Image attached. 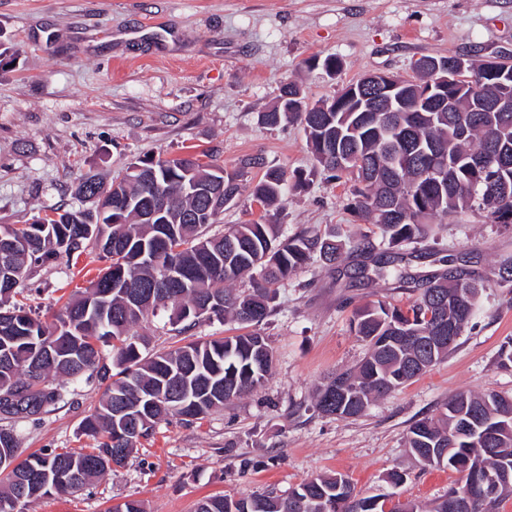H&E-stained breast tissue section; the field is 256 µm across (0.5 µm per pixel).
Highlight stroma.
I'll list each match as a JSON object with an SVG mask.
<instances>
[{"instance_id": "stroma-1", "label": "stroma", "mask_w": 512, "mask_h": 512, "mask_svg": "<svg viewBox=\"0 0 512 512\" xmlns=\"http://www.w3.org/2000/svg\"><path fill=\"white\" fill-rule=\"evenodd\" d=\"M0 39L18 52L0 64V225L28 224L52 209L79 207L80 175L103 183L143 155L206 153L238 174L241 194L212 232L252 221L283 235L363 225L351 212L350 186L316 167L299 122L271 128L261 112L282 86L298 84L308 103L331 98L371 73L412 77L420 57L468 54L512 60V0H0ZM335 56V75L307 67ZM299 176L279 209L252 202L265 170ZM363 255L334 268L313 264L280 285L261 324L274 350L268 381L233 404L188 424L159 423L124 466L72 495L20 504V512H108L129 499L145 512H195L213 495L284 494L319 474L347 475L367 496L428 505L460 483V474L422 467L405 446L417 420L461 391L512 397V369L498 352L512 340V225L466 211L434 225L398 266L408 276L472 272L486 287L477 311L447 359L357 418L327 417L315 407L328 376L354 366L365 345L351 330L372 297L397 306L411 289L358 276ZM93 254L38 269L15 296L41 319L59 314L92 278ZM216 320L174 331L158 311L134 328L149 352L242 333ZM64 402L6 426L21 455L91 451L83 421L103 385L67 382ZM404 482L390 488L392 470Z\"/></svg>"}]
</instances>
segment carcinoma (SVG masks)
Instances as JSON below:
<instances>
[{
	"label": "carcinoma",
	"instance_id": "cac0c4a2",
	"mask_svg": "<svg viewBox=\"0 0 512 512\" xmlns=\"http://www.w3.org/2000/svg\"><path fill=\"white\" fill-rule=\"evenodd\" d=\"M465 62L458 76L467 90L458 97L448 89L456 112L417 111L409 80L400 88L399 112L384 101L376 112H357V102L341 95L323 101L326 110L310 112L301 88L290 83L260 119L268 126L300 122L316 164L331 179L353 183L351 208L393 247L423 239L437 220L468 209L491 224H512V112L479 111L500 90V77L470 58ZM475 151L483 153V164L470 168L465 158ZM218 169L192 154L139 158L115 179L116 195L95 176H81L77 190L92 202L89 209L56 208L30 224L0 227V278L25 280L34 268L88 248L107 262L50 323L9 305L12 292L0 288L1 415L27 417L63 400L64 386L57 383L62 378L95 376L105 383L98 406L84 420V429L98 438L92 453L31 454L20 461L13 430L0 428V460L11 458L15 474L27 476L24 484L1 478L7 491L0 492V503L77 492L123 464L167 417L201 420L267 380L273 348L261 333L150 355L145 341L131 334L148 315L168 308L172 326L215 317L256 327L273 312L277 285L296 269L376 249L371 236L355 239L334 227L284 239L279 225L254 221L209 234L216 219L208 212V196L233 201L241 192L231 174L214 184ZM286 186L285 172L269 168L251 198L267 210L281 202ZM158 199L167 204L161 224L146 218L148 205ZM97 232L121 238V250L98 245ZM170 266L180 278L176 286L166 279ZM373 274L410 282L385 254L375 259ZM244 278L247 289L233 287ZM410 283L418 296L409 306L377 300L356 311L352 329L368 352L319 388L316 407L322 414L358 417L375 399L444 360L448 343L426 337L437 335L441 323L461 336L485 288L461 274L435 276L424 287ZM105 347L112 352L109 365L103 362ZM407 447L426 466L462 474L461 484L429 507L410 502L386 511L387 495L364 496L336 472L313 477L286 496H210L196 512H500L512 481L491 497L482 483L488 471L512 472V398L462 392L416 421ZM46 474L53 477L47 488L38 479Z\"/></svg>",
	"mask_w": 512,
	"mask_h": 512
}]
</instances>
